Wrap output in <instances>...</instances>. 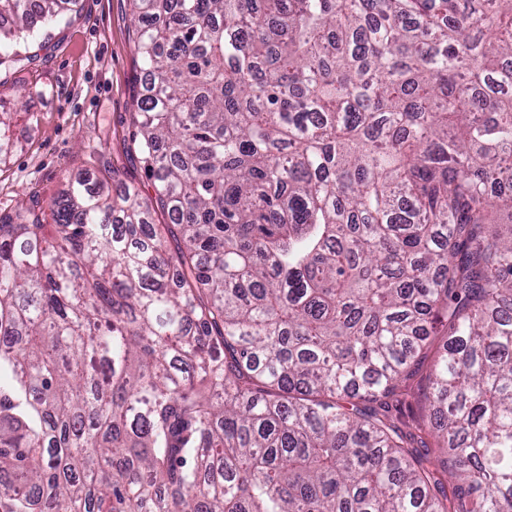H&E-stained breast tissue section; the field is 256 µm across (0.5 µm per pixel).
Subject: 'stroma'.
I'll list each match as a JSON object with an SVG mask.
<instances>
[{
    "instance_id": "35a3bbf8",
    "label": "stroma",
    "mask_w": 512,
    "mask_h": 512,
    "mask_svg": "<svg viewBox=\"0 0 512 512\" xmlns=\"http://www.w3.org/2000/svg\"><path fill=\"white\" fill-rule=\"evenodd\" d=\"M129 0H80L77 14L41 29L34 59L0 74V106L11 112L17 147L0 165V212L37 199L49 205L69 182L86 178L90 154L104 155L119 179L153 192L127 149L129 114L140 79ZM436 357L428 348L403 382L396 423L414 429L429 396Z\"/></svg>"
}]
</instances>
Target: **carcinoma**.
<instances>
[{"mask_svg":"<svg viewBox=\"0 0 512 512\" xmlns=\"http://www.w3.org/2000/svg\"><path fill=\"white\" fill-rule=\"evenodd\" d=\"M130 4L154 195L0 215V512H512V0ZM440 340L441 336H436L434 343L415 364L413 374L402 383L397 396L399 400L396 408L397 412L393 413L396 416L395 422L404 430H414L424 413L430 391L428 375L436 357Z\"/></svg>","mask_w":512,"mask_h":512,"instance_id":"cac0c4a2","label":"carcinoma"}]
</instances>
